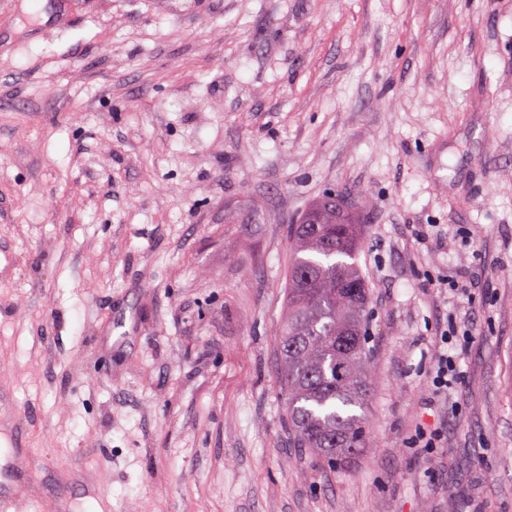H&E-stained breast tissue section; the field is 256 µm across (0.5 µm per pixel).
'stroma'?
Returning <instances> with one entry per match:
<instances>
[{
    "label": "stroma",
    "instance_id": "stroma-1",
    "mask_svg": "<svg viewBox=\"0 0 512 512\" xmlns=\"http://www.w3.org/2000/svg\"><path fill=\"white\" fill-rule=\"evenodd\" d=\"M57 2L0 0L11 512H512V0ZM330 192L370 288L335 468L276 370L288 228ZM454 336H460L458 327L451 326V329H444L440 332V351L435 361L431 373V386L437 391L448 392V376L457 378L456 364L453 360H448V343H450ZM446 348V349H445Z\"/></svg>",
    "mask_w": 512,
    "mask_h": 512
}]
</instances>
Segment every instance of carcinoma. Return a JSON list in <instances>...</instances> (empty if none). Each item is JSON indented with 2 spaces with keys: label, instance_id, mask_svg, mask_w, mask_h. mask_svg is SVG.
Here are the masks:
<instances>
[{
  "label": "carcinoma",
  "instance_id": "obj_1",
  "mask_svg": "<svg viewBox=\"0 0 512 512\" xmlns=\"http://www.w3.org/2000/svg\"><path fill=\"white\" fill-rule=\"evenodd\" d=\"M292 250L278 333L289 433L334 467L364 447L370 372L364 326L370 291L358 262L361 225L326 195L289 228Z\"/></svg>",
  "mask_w": 512,
  "mask_h": 512
}]
</instances>
